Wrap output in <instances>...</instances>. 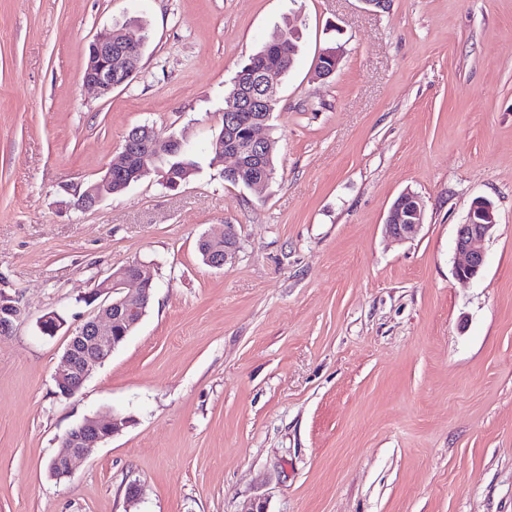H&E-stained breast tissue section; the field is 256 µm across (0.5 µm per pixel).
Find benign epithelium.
<instances>
[{"instance_id":"benign-epithelium-1","label":"benign epithelium","mask_w":512,"mask_h":512,"mask_svg":"<svg viewBox=\"0 0 512 512\" xmlns=\"http://www.w3.org/2000/svg\"><path fill=\"white\" fill-rule=\"evenodd\" d=\"M144 38H134L125 27H116L88 44V54L81 71L82 85L96 91L102 97L112 94L117 88L112 75L121 73L124 80L136 72L143 56ZM260 93L235 88L228 96L229 108L224 121L223 148L218 155L234 160L227 167L226 174L233 175L246 167V157L257 155L260 149L270 144V137L261 134L267 129L266 120L251 122L248 140L240 146L232 129L238 123L242 112H266L279 101V85L283 76L281 69L263 68L258 71ZM142 130L137 129L126 137L123 147L125 168L121 173L137 176L130 165L136 163L140 151ZM112 195V167H107L101 178L87 186L77 195L74 206L91 209L101 200ZM424 204L412 193L403 192L392 204L385 222L388 237L402 241L415 237L423 226ZM496 220L492 205L480 200L473 204L465 222L458 226L455 247L460 261L455 275L461 280L477 277L485 262L480 243L490 237ZM224 253L208 254V265L220 269L233 261L238 251L237 238L232 235L229 225H224ZM152 278L146 274V264L134 261L112 270L98 281L96 286L82 296L88 304L94 305L93 314L76 328L66 327L64 319L55 312L44 315L39 321L40 331L53 335L65 331L70 340L65 348L63 368L55 376L58 394L64 397L75 395L83 387L92 371L103 364L118 348L124 337L118 335L121 320L134 327V318L144 317L149 302ZM22 313L12 299L0 295V333L5 335ZM127 424L120 416L109 419L87 418L71 428L62 438L63 451L55 455L48 469L65 478L72 474L74 461L93 453L107 439L119 433Z\"/></svg>"}]
</instances>
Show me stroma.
<instances>
[{
    "mask_svg": "<svg viewBox=\"0 0 512 512\" xmlns=\"http://www.w3.org/2000/svg\"><path fill=\"white\" fill-rule=\"evenodd\" d=\"M118 24L143 57L103 98L81 69ZM286 24L274 177L230 185L224 92ZM144 124L198 172L64 209ZM407 190L424 223L395 242ZM479 199L497 225L462 282ZM228 224L237 256L210 267L198 242ZM135 260L145 316L58 396L68 338L40 319L79 326V295ZM0 291L22 309L0 335V512H512V0H0ZM112 414L122 431L52 477L61 437ZM424 204L412 193L403 192L392 204L385 222L388 237L402 241L415 237L423 226ZM495 226L492 205L483 200L473 204L465 222L457 229L455 247L460 261L455 275L458 279L471 280L481 273L485 256L479 245L493 234Z\"/></svg>",
    "mask_w": 512,
    "mask_h": 512,
    "instance_id": "stroma-1",
    "label": "stroma"
}]
</instances>
